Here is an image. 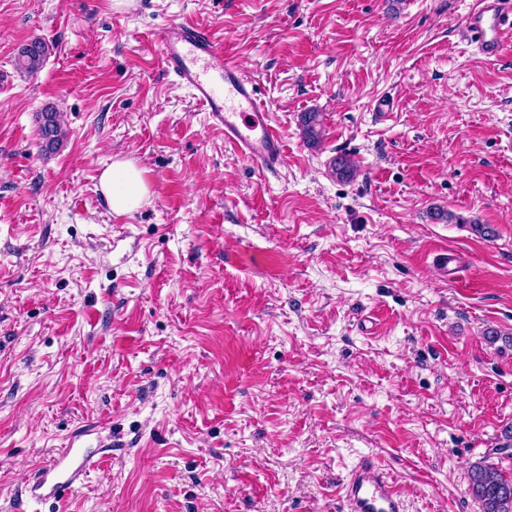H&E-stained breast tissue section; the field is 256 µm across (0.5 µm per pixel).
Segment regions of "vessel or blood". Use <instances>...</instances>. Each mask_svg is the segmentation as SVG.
<instances>
[{
  "label": "vessel or blood",
  "mask_w": 512,
  "mask_h": 512,
  "mask_svg": "<svg viewBox=\"0 0 512 512\" xmlns=\"http://www.w3.org/2000/svg\"><path fill=\"white\" fill-rule=\"evenodd\" d=\"M478 52L498 58L512 42V0H472L463 30ZM164 70L190 89L211 127L222 130L225 144L257 168L274 170L284 144L253 79L237 61L225 57L224 41L189 20L165 24L156 33ZM98 462L89 448H67L30 485L36 501L57 498ZM348 512H403L399 486L381 465L358 466L341 488Z\"/></svg>",
  "instance_id": "vessel-or-blood-1"
}]
</instances>
